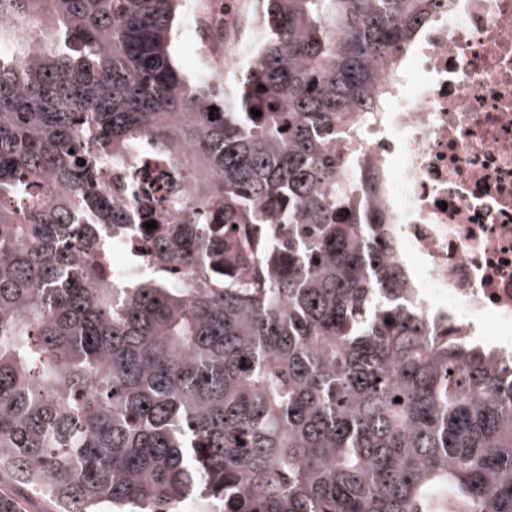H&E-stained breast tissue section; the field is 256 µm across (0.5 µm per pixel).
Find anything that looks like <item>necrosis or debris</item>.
I'll use <instances>...</instances> for the list:
<instances>
[{
  "mask_svg": "<svg viewBox=\"0 0 512 512\" xmlns=\"http://www.w3.org/2000/svg\"><path fill=\"white\" fill-rule=\"evenodd\" d=\"M224 0L188 15L186 41L253 64L225 43ZM376 121L332 142L356 207L384 224L404 298L430 339L490 344L512 360V0H451L385 61Z\"/></svg>",
  "mask_w": 512,
  "mask_h": 512,
  "instance_id": "necrosis-or-debris-1",
  "label": "necrosis or debris"
}]
</instances>
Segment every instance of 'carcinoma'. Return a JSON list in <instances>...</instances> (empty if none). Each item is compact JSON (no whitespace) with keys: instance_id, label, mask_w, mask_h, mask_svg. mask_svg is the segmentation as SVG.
I'll use <instances>...</instances> for the list:
<instances>
[{"instance_id":"cac0c4a2","label":"carcinoma","mask_w":512,"mask_h":512,"mask_svg":"<svg viewBox=\"0 0 512 512\" xmlns=\"http://www.w3.org/2000/svg\"><path fill=\"white\" fill-rule=\"evenodd\" d=\"M181 2L0 0V474L56 512H512V363L422 336L329 152L444 0H259L231 80L175 64ZM177 152L174 216L99 195ZM98 183L99 190L104 196L123 208L128 214L136 216L140 205L130 193L126 168L112 166L100 169ZM131 244L135 251H147L149 248V243L146 240L139 238H132L130 241L128 239H121L113 243L112 253H115L118 256L116 264L112 262L113 275L115 273L123 274L125 272L138 271V268L127 261V257L131 254Z\"/></svg>"}]
</instances>
